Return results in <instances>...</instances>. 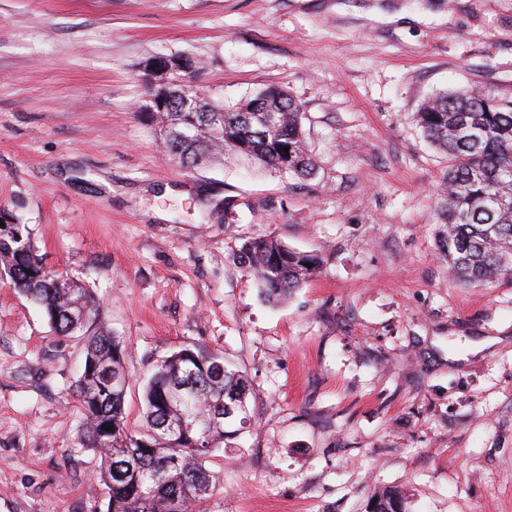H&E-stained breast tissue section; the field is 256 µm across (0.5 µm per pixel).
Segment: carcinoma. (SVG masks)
Returning <instances> with one entry per match:
<instances>
[{
    "label": "carcinoma",
    "instance_id": "cac0c4a2",
    "mask_svg": "<svg viewBox=\"0 0 512 512\" xmlns=\"http://www.w3.org/2000/svg\"><path fill=\"white\" fill-rule=\"evenodd\" d=\"M168 84L166 111L147 119L159 128L172 159L187 172L228 151L267 170L298 178L314 174L302 129V104L270 85L234 106L203 96L209 112L181 111L180 85ZM424 136L448 156L439 184L435 240L448 272L463 285L512 277V101L478 89L446 92L417 112ZM234 262L252 273L269 302L302 287L322 267L316 254L259 236ZM0 282L39 305L55 333L83 342L74 394L82 421L79 443L100 458L107 512H202L213 482L206 463L224 444V419L250 420L245 376L225 367L218 352L183 348L163 358L144 383L147 430L129 429L124 409L129 374L126 348L102 323V306L71 276L45 266L18 224L0 227ZM197 428L181 437L171 425L183 416ZM370 512H404L399 494L376 491Z\"/></svg>",
    "mask_w": 512,
    "mask_h": 512
}]
</instances>
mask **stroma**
<instances>
[{
    "label": "stroma",
    "mask_w": 512,
    "mask_h": 512,
    "mask_svg": "<svg viewBox=\"0 0 512 512\" xmlns=\"http://www.w3.org/2000/svg\"><path fill=\"white\" fill-rule=\"evenodd\" d=\"M200 61L234 105L303 106L316 175L192 173L138 111L146 60ZM512 100V0H0V212L80 279L142 380L189 347L248 378L252 418L208 467L205 512H512V278L463 287L437 254L448 158L435 95ZM267 235L319 275L262 300L232 254ZM79 341L0 286V512H107L77 446ZM375 501L374 506L371 502ZM369 512H404L399 494L391 489L375 491L370 499Z\"/></svg>",
    "instance_id": "1"
}]
</instances>
